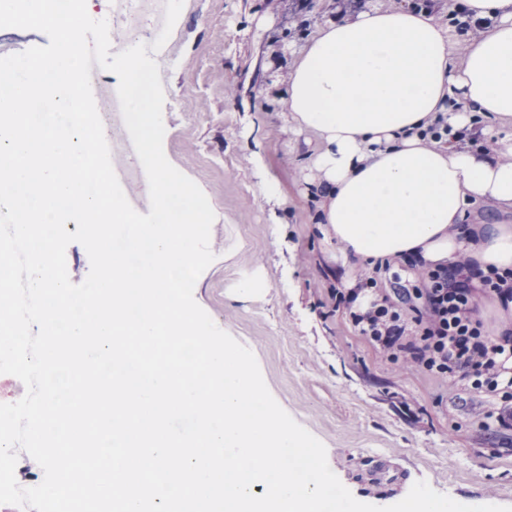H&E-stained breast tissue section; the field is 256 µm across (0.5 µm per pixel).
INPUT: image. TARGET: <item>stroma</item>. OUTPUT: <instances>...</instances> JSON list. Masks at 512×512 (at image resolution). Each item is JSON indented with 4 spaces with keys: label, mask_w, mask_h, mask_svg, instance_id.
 I'll return each mask as SVG.
<instances>
[{
    "label": "stroma",
    "mask_w": 512,
    "mask_h": 512,
    "mask_svg": "<svg viewBox=\"0 0 512 512\" xmlns=\"http://www.w3.org/2000/svg\"><path fill=\"white\" fill-rule=\"evenodd\" d=\"M336 3L316 0L300 21L297 0H197L182 16L179 64L161 77L181 103L165 116L163 148L207 196L217 247L194 298L254 353L275 400L325 445L354 497L389 506L424 480L466 505L512 506V428L486 418L499 398L387 361L332 294L341 254L311 220L300 163L317 144L269 89ZM266 182L277 197L262 194ZM244 279L257 294L234 300Z\"/></svg>",
    "instance_id": "1"
}]
</instances>
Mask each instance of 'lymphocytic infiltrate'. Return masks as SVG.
Returning a JSON list of instances; mask_svg holds the SVG:
<instances>
[{
	"label": "lymphocytic infiltrate",
	"instance_id": "obj_1",
	"mask_svg": "<svg viewBox=\"0 0 512 512\" xmlns=\"http://www.w3.org/2000/svg\"><path fill=\"white\" fill-rule=\"evenodd\" d=\"M471 267L461 257L449 267L414 268L411 287L379 292L366 311L350 312V321L388 360L420 367L449 388L463 381L491 396L512 389V380L501 381L497 362L512 337L494 336L479 316L481 298H512V270L490 269L475 286Z\"/></svg>",
	"mask_w": 512,
	"mask_h": 512
}]
</instances>
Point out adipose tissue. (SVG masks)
<instances>
[{"mask_svg":"<svg viewBox=\"0 0 512 512\" xmlns=\"http://www.w3.org/2000/svg\"><path fill=\"white\" fill-rule=\"evenodd\" d=\"M448 10L481 29L466 52L457 27L428 11L364 0L293 55L280 95L293 129L318 143L314 221L344 271L461 255L512 269V224L478 214L512 213V163L500 159L512 152V0H449ZM440 119L447 142L432 149L422 134Z\"/></svg>","mask_w":512,"mask_h":512,"instance_id":"1","label":"adipose tissue"}]
</instances>
